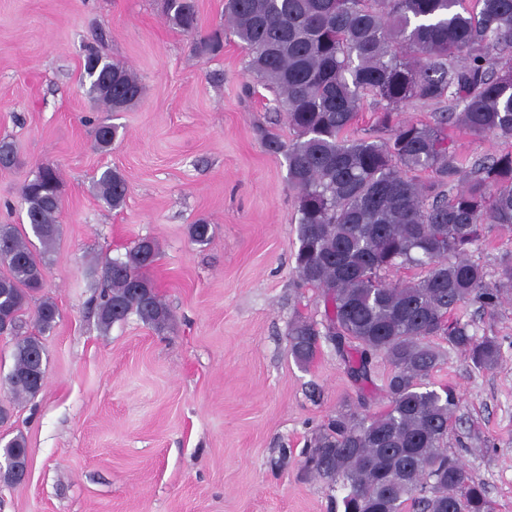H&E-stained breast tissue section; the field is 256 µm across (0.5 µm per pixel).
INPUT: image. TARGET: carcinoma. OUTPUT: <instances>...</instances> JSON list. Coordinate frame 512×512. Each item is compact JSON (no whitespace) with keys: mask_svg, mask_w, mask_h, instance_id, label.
Masks as SVG:
<instances>
[{"mask_svg":"<svg viewBox=\"0 0 512 512\" xmlns=\"http://www.w3.org/2000/svg\"><path fill=\"white\" fill-rule=\"evenodd\" d=\"M174 23L194 32V0H167ZM224 27L242 43L246 72L275 93L294 138L263 133L268 151L284 154L288 183L297 192L294 272L300 287L321 291L320 321L298 320L288 330L290 352L303 365L321 341L334 348L357 388V411L325 422L304 466L343 491V512H491L483 484L448 455V423L459 397L429 378L442 338L479 369L493 368L500 344L451 320L461 305L492 313L512 295V253L498 263L489 286L484 268L466 256L486 225L512 227V152L471 164L448 140L457 128L474 138L512 140V0H225ZM224 31L195 43L216 54ZM84 71L86 91L108 112L140 100L143 87L129 69L94 47ZM411 101L448 103L432 124L399 118ZM377 111V134L351 129L365 104ZM118 126L93 129L107 149ZM42 181L21 189L29 230L0 224V323L14 337L6 376L16 400L37 396L44 366L38 335L59 318L57 304L36 298L47 272L44 253L60 236L59 176L45 167ZM112 208L128 193L125 179L107 168L97 180ZM457 188L453 195L448 189ZM155 241L134 242L106 263L98 293L104 328L136 316L157 331L171 313L149 276ZM407 265L424 269L406 283L387 280ZM34 310L37 334L26 316ZM393 367L387 408L370 410L375 362Z\"/></svg>","mask_w":512,"mask_h":512,"instance_id":"cac0c4a2","label":"carcinoma"}]
</instances>
